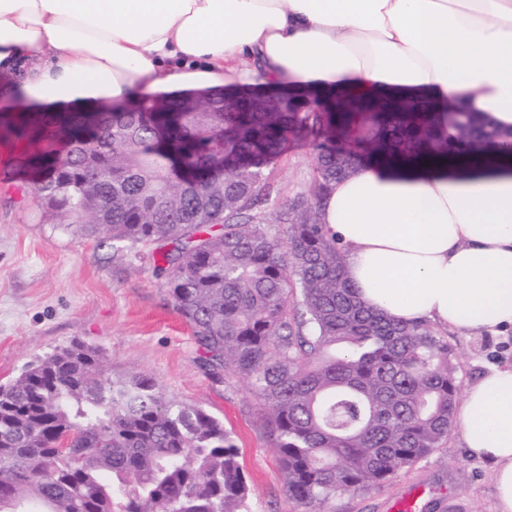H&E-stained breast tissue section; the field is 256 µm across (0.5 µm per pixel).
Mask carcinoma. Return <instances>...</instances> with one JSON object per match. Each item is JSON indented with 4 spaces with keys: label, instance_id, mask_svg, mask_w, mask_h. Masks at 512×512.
Segmentation results:
<instances>
[{
    "label": "carcinoma",
    "instance_id": "carcinoma-1",
    "mask_svg": "<svg viewBox=\"0 0 512 512\" xmlns=\"http://www.w3.org/2000/svg\"><path fill=\"white\" fill-rule=\"evenodd\" d=\"M148 97L110 112L0 108L32 148L39 200L119 261L156 260L208 373L249 386L288 499L306 512L384 486L448 441L457 357L426 323L361 304L322 201L350 164L440 162L512 133L444 104L281 82L262 95ZM291 141L319 154L308 193L257 206ZM224 423L152 376H112L74 342L0 385V512H249Z\"/></svg>",
    "mask_w": 512,
    "mask_h": 512
}]
</instances>
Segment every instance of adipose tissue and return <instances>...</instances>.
I'll use <instances>...</instances> for the list:
<instances>
[{
  "mask_svg": "<svg viewBox=\"0 0 512 512\" xmlns=\"http://www.w3.org/2000/svg\"><path fill=\"white\" fill-rule=\"evenodd\" d=\"M0 72L29 100L80 111L188 88L272 83L448 101L512 131V0H0ZM368 164L322 221L367 307L464 335L512 324V170ZM512 512V368L456 415Z\"/></svg>",
  "mask_w": 512,
  "mask_h": 512,
  "instance_id": "ef3b65f1",
  "label": "adipose tissue"
}]
</instances>
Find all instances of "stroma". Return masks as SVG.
Returning a JSON list of instances; mask_svg holds the SVG:
<instances>
[{
	"label": "stroma",
	"instance_id": "1",
	"mask_svg": "<svg viewBox=\"0 0 512 512\" xmlns=\"http://www.w3.org/2000/svg\"><path fill=\"white\" fill-rule=\"evenodd\" d=\"M26 141L0 137V384L79 340L99 348L114 374L155 377L167 394L221 419L239 450L252 490L250 512H305L289 500L277 454L247 388L213 380L198 363L191 330L174 308L152 261L113 262L112 253L72 224L60 223L14 169ZM316 152L293 145L274 168L281 201L306 192ZM460 356L457 383L467 389L492 367L512 366V326L480 336L445 330ZM423 487L425 512H497L492 466L469 454L459 430L446 447L400 470L382 488L349 492L332 512H389L406 491Z\"/></svg>",
	"mask_w": 512,
	"mask_h": 512
}]
</instances>
